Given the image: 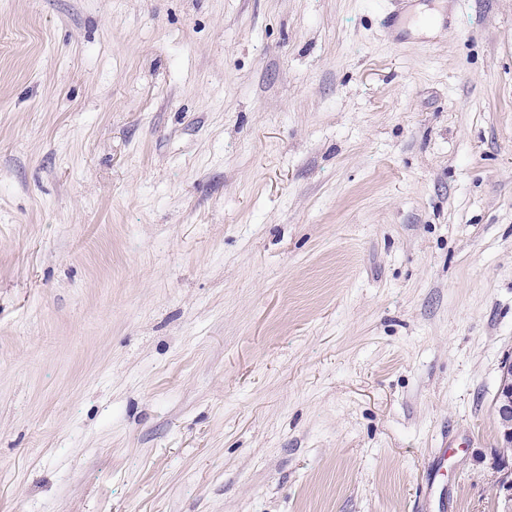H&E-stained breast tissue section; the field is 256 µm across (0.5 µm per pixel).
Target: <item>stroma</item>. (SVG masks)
Instances as JSON below:
<instances>
[{
  "label": "stroma",
  "instance_id": "35a3bbf8",
  "mask_svg": "<svg viewBox=\"0 0 512 512\" xmlns=\"http://www.w3.org/2000/svg\"><path fill=\"white\" fill-rule=\"evenodd\" d=\"M390 7L0 0V512H500L512 0Z\"/></svg>",
  "mask_w": 512,
  "mask_h": 512
}]
</instances>
